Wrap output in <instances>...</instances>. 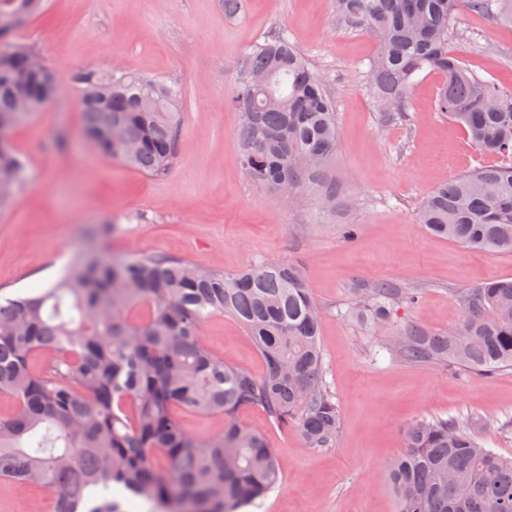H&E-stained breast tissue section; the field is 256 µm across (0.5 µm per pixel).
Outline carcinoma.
Wrapping results in <instances>:
<instances>
[{
	"label": "carcinoma",
	"instance_id": "obj_1",
	"mask_svg": "<svg viewBox=\"0 0 512 512\" xmlns=\"http://www.w3.org/2000/svg\"><path fill=\"white\" fill-rule=\"evenodd\" d=\"M342 24L376 43L365 72L383 118L406 116L414 79H440L436 109L497 161L438 186L417 210L435 236L489 256L512 253V90L477 75L452 53L462 14L512 26V0H334ZM46 0H0V212L27 184L29 161L13 132L62 87L35 47L16 36ZM82 136L105 159L149 176L176 162L181 94L127 69L74 72ZM231 105L245 173L256 187L293 200L307 190L320 212L352 206L330 166L336 107L324 77L279 33L241 59ZM385 280L364 289L345 316L392 331L391 356L460 365L489 375L512 368V278L460 295L461 321L429 333L401 324L414 302ZM214 314L234 318L263 361V374L225 361L202 339ZM321 309L301 270L260 261L225 274L186 260H117L104 249L73 255L40 293L0 300V481L56 490V512H240L279 487L264 435L240 420L247 408L293 428L315 450L336 445L340 417L324 381ZM54 355L40 371L34 357ZM224 417L223 432L190 435L185 413ZM396 512H512V458L480 443L457 420L423 417L404 434L386 471Z\"/></svg>",
	"mask_w": 512,
	"mask_h": 512
}]
</instances>
